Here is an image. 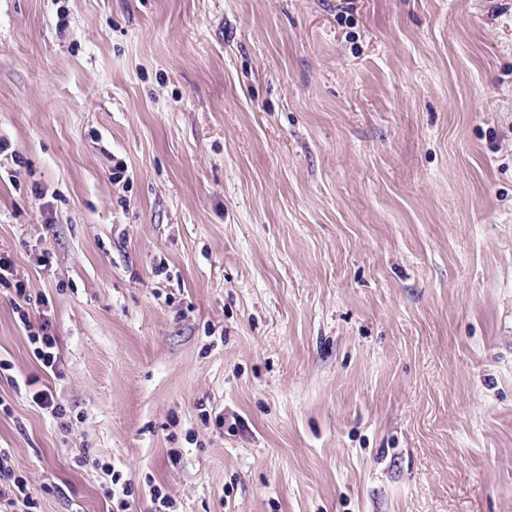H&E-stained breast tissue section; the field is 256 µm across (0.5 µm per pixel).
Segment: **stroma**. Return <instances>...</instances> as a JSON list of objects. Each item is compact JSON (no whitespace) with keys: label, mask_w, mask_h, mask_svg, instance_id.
I'll return each instance as SVG.
<instances>
[{"label":"stroma","mask_w":512,"mask_h":512,"mask_svg":"<svg viewBox=\"0 0 512 512\" xmlns=\"http://www.w3.org/2000/svg\"><path fill=\"white\" fill-rule=\"evenodd\" d=\"M0 252L36 512H512V0H0ZM14 282V283H12ZM0 286L4 288H15V297H12L14 308L22 322H28L29 315L24 309L23 303L27 304L26 288L22 280L14 274L13 262L6 254H0ZM30 341L35 346L34 355L41 363V368L49 373H56L58 357L56 353V336L53 333L52 325L44 320L38 325L37 331L31 332ZM40 382L41 379L38 376L29 377L25 381L31 401L41 409L48 410L54 418H62L65 408L56 401L49 387Z\"/></svg>","instance_id":"1"}]
</instances>
